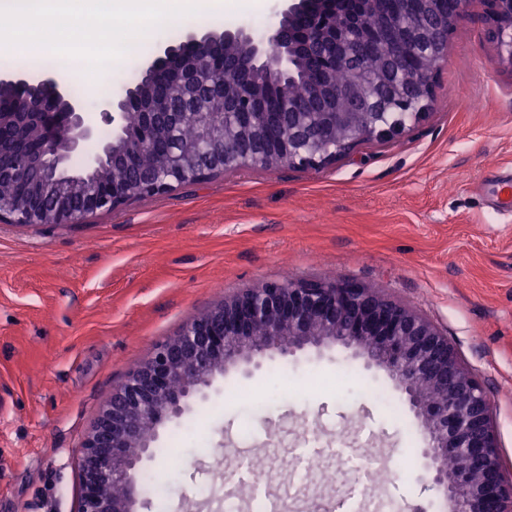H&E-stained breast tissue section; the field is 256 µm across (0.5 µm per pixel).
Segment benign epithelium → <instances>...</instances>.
Instances as JSON below:
<instances>
[{
  "instance_id": "1",
  "label": "benign epithelium",
  "mask_w": 512,
  "mask_h": 512,
  "mask_svg": "<svg viewBox=\"0 0 512 512\" xmlns=\"http://www.w3.org/2000/svg\"><path fill=\"white\" fill-rule=\"evenodd\" d=\"M483 7L490 40L512 59V0H397L395 23L406 47L425 48L426 68L410 65L395 40L369 24L384 0H286L277 21L255 36L236 28L186 33L141 70L137 83L99 108L112 137L85 120L84 103L52 76L0 77V180L14 182L0 199V221L28 226L82 224L133 199L245 168L320 169L365 143L382 142L426 116L448 53V36ZM310 104L291 102L290 80L303 60ZM342 70L341 84L328 75ZM224 86L228 107L197 113L202 139L164 158V171L126 177L139 154L157 143L159 113L147 92L165 98L191 88L205 95ZM137 111L140 123L126 124ZM336 343L382 368L418 419L424 448L421 478L452 512H512V477L505 475L492 424L493 403L462 366L454 348L428 320L355 280L273 281L247 288L188 323L131 372L101 409L80 447L77 512H135V469L165 422L207 398L213 379L231 366L246 375L276 353L296 359ZM454 459L448 469V458Z\"/></svg>"
}]
</instances>
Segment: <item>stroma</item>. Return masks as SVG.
<instances>
[{"instance_id":"35a3bbf8","label":"stroma","mask_w":512,"mask_h":512,"mask_svg":"<svg viewBox=\"0 0 512 512\" xmlns=\"http://www.w3.org/2000/svg\"><path fill=\"white\" fill-rule=\"evenodd\" d=\"M275 0L199 21L177 20L143 41L100 90L86 118L134 80L170 35L246 28L263 34ZM512 182V60L488 39L481 7L451 33L428 114L397 139L368 143L321 170L221 173L135 200L72 226L0 222V512H76L78 446L114 388L154 349L225 297L271 281L350 278L429 319L484 385L512 470V211L494 184ZM311 376L332 390L291 394ZM261 396L260 409L237 400ZM392 380L332 345L293 363L274 355L252 376H216L206 400L167 423L141 471L175 492L164 510L255 512L252 491L225 482L224 453L266 466L272 512L341 503L336 455L370 438L360 512L398 500L400 512H448L419 477L423 436ZM322 445L305 477L288 455Z\"/></svg>"}]
</instances>
